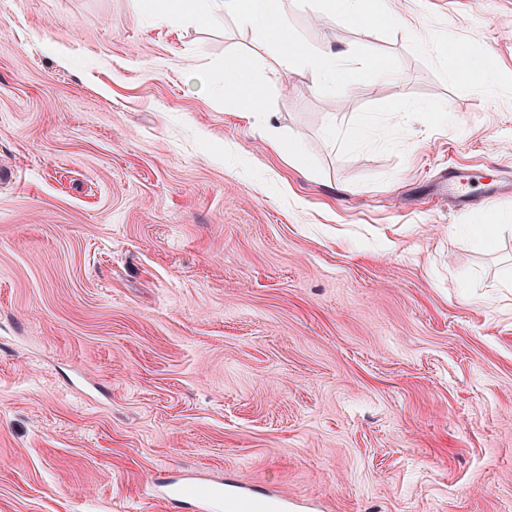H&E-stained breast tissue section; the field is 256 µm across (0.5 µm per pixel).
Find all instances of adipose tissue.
<instances>
[{
	"label": "adipose tissue",
	"mask_w": 512,
	"mask_h": 512,
	"mask_svg": "<svg viewBox=\"0 0 512 512\" xmlns=\"http://www.w3.org/2000/svg\"><path fill=\"white\" fill-rule=\"evenodd\" d=\"M219 13L229 14L249 25L259 41L276 45L279 64L288 71L304 68L325 81L352 87L355 72L342 54L322 46L297 50L293 25L284 0H214ZM330 14L343 18L356 27L376 22L401 26L408 36H415L413 25L396 10L390 0H327Z\"/></svg>",
	"instance_id": "obj_1"
}]
</instances>
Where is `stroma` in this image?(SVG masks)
I'll return each mask as SVG.
<instances>
[{
	"mask_svg": "<svg viewBox=\"0 0 512 512\" xmlns=\"http://www.w3.org/2000/svg\"><path fill=\"white\" fill-rule=\"evenodd\" d=\"M397 2L420 38L292 7L347 91L231 16L0 0V512H178L149 486L187 472L307 512H512V199L436 191L512 175V0ZM457 66L456 69L453 70L452 75L454 77H461L460 73L465 74L468 71V74H472V72H480L482 75V80L480 83V87L488 94H493L495 89V74H496V64L492 57H487L480 61H470L468 63L466 56L458 51L456 55ZM468 65L469 69H468ZM224 92L227 95L250 92L254 98V107L261 106V97L254 88L252 73L237 56H228L224 59ZM440 191L448 195V201L455 207H468L477 201L472 192V177L466 172L448 170V180L441 183Z\"/></svg>",
	"mask_w": 512,
	"mask_h": 512,
	"instance_id": "stroma-1",
	"label": "stroma"
}]
</instances>
